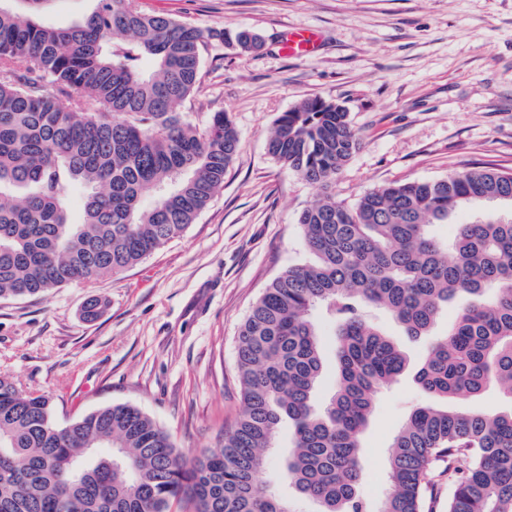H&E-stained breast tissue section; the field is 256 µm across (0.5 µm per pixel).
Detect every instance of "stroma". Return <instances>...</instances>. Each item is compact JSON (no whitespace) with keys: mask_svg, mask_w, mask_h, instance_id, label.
<instances>
[{"mask_svg":"<svg viewBox=\"0 0 512 512\" xmlns=\"http://www.w3.org/2000/svg\"><path fill=\"white\" fill-rule=\"evenodd\" d=\"M204 33L198 84L182 110L228 113L239 149L224 187L194 224L142 263L86 285L0 300V374L50 394L58 424L128 404L187 457L219 448L241 410L236 344L263 289L311 262L298 226L321 195L267 153L278 116L319 97L342 104L360 139L336 176L353 201L391 182L438 180L467 162L512 169V0H139ZM286 28L319 31L312 56L276 44ZM248 29L264 46L233 42ZM107 303L87 321L90 297ZM428 396L404 374L376 400L360 437L359 493L380 508L391 444ZM292 430L281 426L259 482L318 512L283 477Z\"/></svg>","mask_w":512,"mask_h":512,"instance_id":"stroma-1","label":"stroma"}]
</instances>
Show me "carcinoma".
Here are the masks:
<instances>
[{
  "label": "carcinoma",
  "mask_w": 512,
  "mask_h": 512,
  "mask_svg": "<svg viewBox=\"0 0 512 512\" xmlns=\"http://www.w3.org/2000/svg\"><path fill=\"white\" fill-rule=\"evenodd\" d=\"M49 2L0 0V299L142 262L195 222L239 147L228 114L199 125L180 111L199 80V28L138 0H95L79 22L54 27L39 19ZM358 146L345 107L320 98L282 113L267 136L271 158L324 193L298 219L314 260L278 275L240 327L244 409L222 448L188 459L126 404L60 426L49 395L0 375V512H295L256 480L285 419V480L320 512H370L359 435L407 358L368 310L417 339L459 296L467 305L415 372L432 403L394 436L392 492L378 512H512V412L450 405L491 385L512 400V215L486 211L449 243L430 232L459 209L512 207V169L472 164L346 202L332 187ZM319 314L336 356L322 404Z\"/></svg>",
  "instance_id": "obj_1"
}]
</instances>
